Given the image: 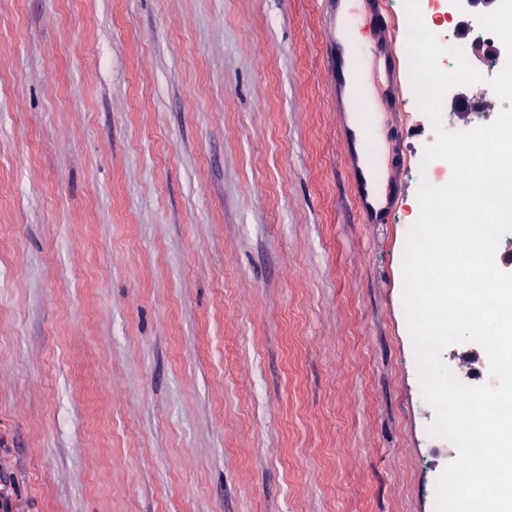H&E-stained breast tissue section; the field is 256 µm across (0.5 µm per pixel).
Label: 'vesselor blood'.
I'll use <instances>...</instances> for the list:
<instances>
[{"label":"vessel or blood","mask_w":512,"mask_h":512,"mask_svg":"<svg viewBox=\"0 0 512 512\" xmlns=\"http://www.w3.org/2000/svg\"><path fill=\"white\" fill-rule=\"evenodd\" d=\"M359 13H352L351 0H323L329 15V36L325 51L332 70V93L339 116L345 159L352 183V200L361 223L386 224L394 214L402 188L400 174L405 161L400 152L387 159V174H376L378 167L374 131L359 116L367 90L360 78L365 60L380 65L381 102L391 119L394 140L406 131L402 115L406 98L401 77L399 24L389 7V0H360ZM360 19L368 31L364 49H354L347 37L352 19Z\"/></svg>","instance_id":"obj_1"}]
</instances>
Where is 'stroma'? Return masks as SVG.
<instances>
[{
	"label": "stroma",
	"instance_id": "stroma-1",
	"mask_svg": "<svg viewBox=\"0 0 512 512\" xmlns=\"http://www.w3.org/2000/svg\"><path fill=\"white\" fill-rule=\"evenodd\" d=\"M327 37L321 0H0L13 512H437L400 305L429 117L357 223Z\"/></svg>",
	"mask_w": 512,
	"mask_h": 512
}]
</instances>
